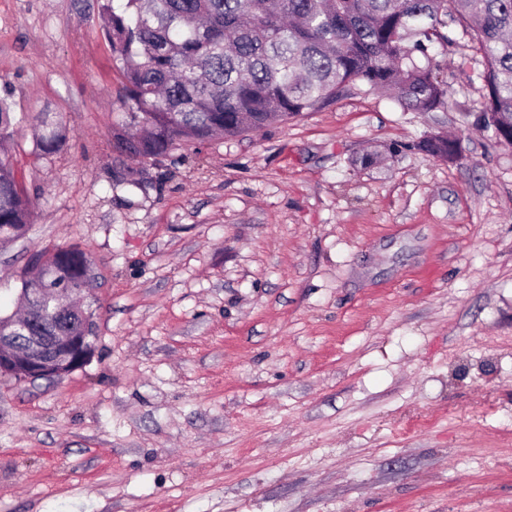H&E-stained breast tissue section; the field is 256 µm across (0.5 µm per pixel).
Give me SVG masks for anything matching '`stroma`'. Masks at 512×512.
Masks as SVG:
<instances>
[{"mask_svg":"<svg viewBox=\"0 0 512 512\" xmlns=\"http://www.w3.org/2000/svg\"><path fill=\"white\" fill-rule=\"evenodd\" d=\"M103 2L0 0L34 203L0 244V311L33 254L76 246L95 323L82 367L0 375V512H512V148L476 123L471 37L449 24L433 52L437 111L358 83L120 185ZM43 110L69 129L48 156L24 121ZM418 149L437 157H447L453 160L457 157V142L442 135H430L418 142Z\"/></svg>","mask_w":512,"mask_h":512,"instance_id":"35a3bbf8","label":"stroma"}]
</instances>
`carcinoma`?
<instances>
[{"mask_svg":"<svg viewBox=\"0 0 512 512\" xmlns=\"http://www.w3.org/2000/svg\"><path fill=\"white\" fill-rule=\"evenodd\" d=\"M104 30L123 80L124 121L114 147L129 159L168 155L181 142L209 141L286 122L333 102L357 82L393 89L411 112H434L448 85L413 53L429 57L452 17L483 54V128L512 139V0H125L102 6ZM36 148L52 155L68 129L37 112ZM17 122L0 98V240L23 237L32 202L9 161ZM457 142L430 135L418 149L456 158ZM21 290L51 283L78 296L88 259L76 248L33 257Z\"/></svg>","mask_w":512,"mask_h":512,"instance_id":"cac0c4a2","label":"carcinoma"}]
</instances>
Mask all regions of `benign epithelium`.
I'll return each instance as SVG.
<instances>
[{"label": "benign epithelium", "instance_id": "1", "mask_svg": "<svg viewBox=\"0 0 512 512\" xmlns=\"http://www.w3.org/2000/svg\"><path fill=\"white\" fill-rule=\"evenodd\" d=\"M22 300L27 321L0 324V374L30 381L58 377L92 357V318L73 309L68 291L48 300L36 288Z\"/></svg>", "mask_w": 512, "mask_h": 512}]
</instances>
